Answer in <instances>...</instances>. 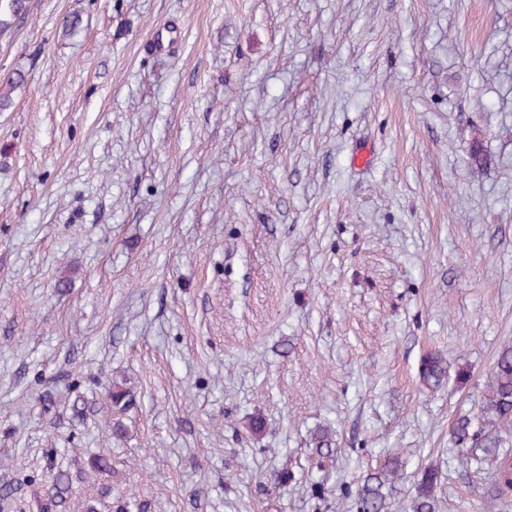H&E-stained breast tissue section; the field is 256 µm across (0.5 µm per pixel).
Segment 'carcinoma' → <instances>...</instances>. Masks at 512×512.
<instances>
[{"label": "carcinoma", "mask_w": 512, "mask_h": 512, "mask_svg": "<svg viewBox=\"0 0 512 512\" xmlns=\"http://www.w3.org/2000/svg\"><path fill=\"white\" fill-rule=\"evenodd\" d=\"M28 0H0V37L11 27V23L1 17L7 13L17 18L27 14ZM22 82V77L11 78L0 84V111L12 105L11 90ZM421 383L431 389H438L448 380V361L438 352L422 356L418 365ZM106 398L115 410L123 411L132 402L128 391L117 384L106 387ZM512 425V344H505L498 351L481 401V416L473 421L462 415L451 426L452 441L459 446V453L465 456L475 469L483 465L494 466V479L487 491L492 501H507L512 498V454L502 450L501 431ZM315 467L336 453L335 440L329 427H320L315 432ZM88 467L97 472L109 474L114 469L112 457L104 454H91L87 458ZM50 488L38 501L39 512H67L73 494V479L69 470L48 460ZM404 478V465L401 458L392 455L374 471L362 476L355 489L349 490L354 497L357 512H387L388 497L397 489ZM438 472L433 468L422 471L411 497L410 512H438L435 488Z\"/></svg>", "instance_id": "obj_1"}]
</instances>
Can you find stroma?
I'll return each mask as SVG.
<instances>
[{
  "instance_id": "stroma-1",
  "label": "stroma",
  "mask_w": 512,
  "mask_h": 512,
  "mask_svg": "<svg viewBox=\"0 0 512 512\" xmlns=\"http://www.w3.org/2000/svg\"><path fill=\"white\" fill-rule=\"evenodd\" d=\"M29 6L0 37V82L24 77L0 112L4 512H34L51 452L103 445L115 471L70 512H357L389 453L388 512L427 467L439 512H512L449 434L512 342V0ZM435 350L471 381L423 387ZM314 436V457L316 462L311 465L318 468L321 467L325 459L331 458L336 453L337 448H335L336 443L333 439L332 430L329 427H319ZM403 478V462L398 455H392L373 472L363 475L348 493L354 497L358 512H386L388 497Z\"/></svg>"
}]
</instances>
